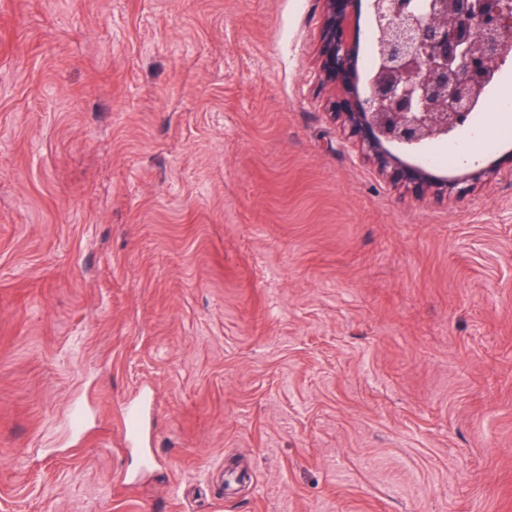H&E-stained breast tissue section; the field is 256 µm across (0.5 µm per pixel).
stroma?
Returning a JSON list of instances; mask_svg holds the SVG:
<instances>
[{"label":"stroma","instance_id":"stroma-1","mask_svg":"<svg viewBox=\"0 0 512 512\" xmlns=\"http://www.w3.org/2000/svg\"><path fill=\"white\" fill-rule=\"evenodd\" d=\"M320 28L0 0V512H512V66L496 149L454 142L497 170L422 194L331 114ZM153 410L152 397L147 392H141L129 401L121 410V432L128 446L140 448L146 466L158 462L153 448H150L151 438L147 431L146 420Z\"/></svg>","mask_w":512,"mask_h":512}]
</instances>
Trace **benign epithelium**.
Returning <instances> with one entry per match:
<instances>
[{"label": "benign epithelium", "mask_w": 512, "mask_h": 512, "mask_svg": "<svg viewBox=\"0 0 512 512\" xmlns=\"http://www.w3.org/2000/svg\"><path fill=\"white\" fill-rule=\"evenodd\" d=\"M318 79L358 150L395 182L436 196L465 192L495 166L452 178L408 162L471 124L495 74L512 62V0H369L372 66L360 76L361 0H318Z\"/></svg>", "instance_id": "7a95c632"}]
</instances>
